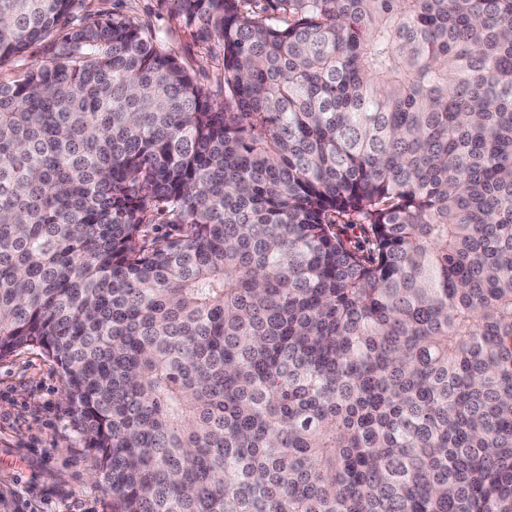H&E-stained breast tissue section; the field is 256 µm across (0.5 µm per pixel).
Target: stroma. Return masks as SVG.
<instances>
[{
	"instance_id": "stroma-1",
	"label": "stroma",
	"mask_w": 512,
	"mask_h": 512,
	"mask_svg": "<svg viewBox=\"0 0 512 512\" xmlns=\"http://www.w3.org/2000/svg\"><path fill=\"white\" fill-rule=\"evenodd\" d=\"M90 12L150 24L197 80L217 87L221 61L208 56L172 0H87ZM56 364L37 349L0 359V512H112L95 483L87 448Z\"/></svg>"
}]
</instances>
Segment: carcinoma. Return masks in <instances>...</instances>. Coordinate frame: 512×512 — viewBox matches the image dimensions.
I'll list each match as a JSON object with an SVG mask.
<instances>
[{"label":"carcinoma","instance_id":"1","mask_svg":"<svg viewBox=\"0 0 512 512\" xmlns=\"http://www.w3.org/2000/svg\"><path fill=\"white\" fill-rule=\"evenodd\" d=\"M85 2L0 0V358L112 512H512V0H172L215 91Z\"/></svg>","mask_w":512,"mask_h":512}]
</instances>
